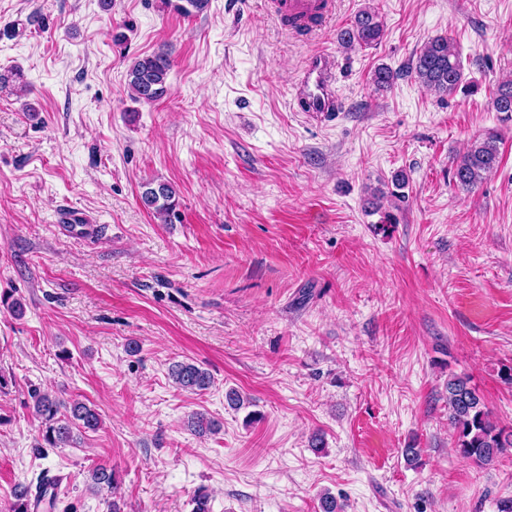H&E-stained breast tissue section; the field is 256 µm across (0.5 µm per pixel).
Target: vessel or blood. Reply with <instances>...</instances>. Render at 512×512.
I'll return each mask as SVG.
<instances>
[{
    "label": "vessel or blood",
    "mask_w": 512,
    "mask_h": 512,
    "mask_svg": "<svg viewBox=\"0 0 512 512\" xmlns=\"http://www.w3.org/2000/svg\"><path fill=\"white\" fill-rule=\"evenodd\" d=\"M278 15L299 31L313 30L328 14L327 0H277ZM296 100L300 111L329 118L341 111L343 101L336 89V72L327 59L311 56L302 71Z\"/></svg>",
    "instance_id": "vessel-or-blood-1"
}]
</instances>
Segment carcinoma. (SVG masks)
I'll list each match as a JSON object with an SVG mask.
<instances>
[{
    "instance_id": "1",
    "label": "carcinoma",
    "mask_w": 512,
    "mask_h": 512,
    "mask_svg": "<svg viewBox=\"0 0 512 512\" xmlns=\"http://www.w3.org/2000/svg\"><path fill=\"white\" fill-rule=\"evenodd\" d=\"M384 36V23L379 13L364 9L355 17L351 27L339 33L342 48L371 46ZM171 61L168 53L160 51L135 59L128 69V85L138 100L152 103L165 98L170 90L168 81ZM417 80L426 88L441 95L454 94L463 80V64L453 39L438 36L420 50L415 62ZM497 112L512 113V81L502 83L492 100ZM498 164L496 138L492 135L474 139L467 151L455 161L454 177L457 184L472 189L485 179ZM176 190L168 183L147 182L142 185L140 199L143 206L165 224L172 223L176 214ZM173 383L182 391L197 393L212 385L210 373L198 365L182 361L170 368ZM449 419L456 430V450L479 465H491L512 450V430L505 431L492 419L484 398L470 384V379L452 375L445 386ZM32 414L40 422L41 435L48 448H61L78 442L88 431L101 425L100 413L86 403L72 399L64 401L47 389L30 392ZM187 428L203 437L221 430L219 421L204 413H194L187 420ZM90 489L103 490L117 497L119 483L114 471L99 464L90 471ZM10 512H31V506L47 502L54 508L55 495L48 494V486L41 483L38 494H32L25 484H17L12 491Z\"/></svg>"
}]
</instances>
